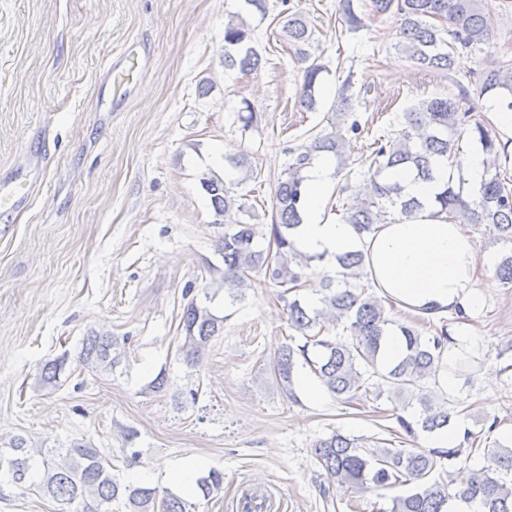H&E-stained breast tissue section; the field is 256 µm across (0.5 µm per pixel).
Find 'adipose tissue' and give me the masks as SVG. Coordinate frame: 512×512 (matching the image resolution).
<instances>
[{
    "label": "adipose tissue",
    "instance_id": "adipose-tissue-1",
    "mask_svg": "<svg viewBox=\"0 0 512 512\" xmlns=\"http://www.w3.org/2000/svg\"><path fill=\"white\" fill-rule=\"evenodd\" d=\"M332 168V157L321 156L307 171L306 204L295 231L302 250L330 258L361 251L376 288L410 312L441 317L458 308L468 314L480 309L475 244L461 225L436 214L433 206L436 193L448 179L447 164H438L431 181L406 169L396 170L394 180L423 208L415 217L395 218L365 237L358 236L351 225L331 221L324 214L332 191Z\"/></svg>",
    "mask_w": 512,
    "mask_h": 512
}]
</instances>
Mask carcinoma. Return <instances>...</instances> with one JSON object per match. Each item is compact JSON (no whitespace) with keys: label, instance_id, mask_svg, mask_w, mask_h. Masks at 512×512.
Returning <instances> with one entry per match:
<instances>
[{"label":"carcinoma","instance_id":"cac0c4a2","mask_svg":"<svg viewBox=\"0 0 512 512\" xmlns=\"http://www.w3.org/2000/svg\"><path fill=\"white\" fill-rule=\"evenodd\" d=\"M342 19L349 29L363 25L353 0H341ZM375 15H392L400 21L398 30L401 52L418 70L433 74L455 73L460 67V52L476 54L491 37L489 13L483 0H369ZM286 41L303 64L299 97L301 107L312 110L317 105L316 89L324 64L311 53L314 31L305 16L294 13L282 27ZM262 57L252 45V33L242 22L224 26V67L243 73L255 72ZM478 95H500V106L512 110V60L495 68L473 73ZM460 94L420 99L404 113L405 125L394 138L379 139L367 161L369 187L365 197L342 206V221L354 226L361 235L375 233L377 225L393 213L410 218L422 204L403 193L391 178L398 167H407L422 180L435 178L436 163L448 162L461 168L460 138L468 133L481 145L486 155V175L477 190L467 187L464 178L448 181L434 198L439 212L454 224H489L499 239L512 243V179L501 170V157L508 156V144L491 125L464 110ZM358 94L346 80L337 95L333 111H354ZM362 127L353 121L346 130L332 128L311 136L310 142L289 150L290 160L271 200L270 223L249 224L240 216L249 212L244 196L234 192L218 177H203L200 185L209 195L215 223L224 225L218 251L224 262V288L231 302L241 297L239 290L261 274L278 289V299L288 310L289 328L304 342L286 344L271 361L274 376L288 397L295 398L293 374L299 364L307 366L329 392L352 401L370 394L388 392L404 401L407 414L396 416L399 434L414 441L416 432L433 433L452 424L447 405L434 401L424 389L425 380L436 375L443 353L453 338L446 325L424 339L419 329L385 314L382 299L371 292L373 285L365 271L360 251L334 257L335 275L322 281L321 306L313 307L299 294L305 286L312 263L326 261L323 255H311L296 244L294 231L301 223L306 199L305 172L321 154L340 157L350 147L351 137H359ZM495 275L503 285L512 286V254L497 264ZM193 289L185 291L188 299L181 323L185 333L179 347L184 361L195 366L212 339L224 330V318L197 303ZM342 329L343 337L330 335V329ZM398 332L405 340V352L394 362L384 361L382 340ZM80 358L85 364L108 371L119 364L118 341L108 335L94 334L83 340ZM66 357L45 364L44 384L56 385ZM479 435L463 431L459 443L451 448H373L359 439L338 431L315 444L318 464L341 488L367 491L411 485L412 492L394 498L393 512H445L455 499L478 501L483 512H512V449L499 445L489 452V465L472 474L470 483L453 487V481L433 477L438 463L452 466L465 463L477 445ZM14 455L0 454V472L4 471L19 486L32 475L46 474L44 487L63 512H112V504L123 501L130 512H153L156 489L121 484L109 471L111 464L99 449L78 442L66 448H28L22 438L11 442ZM203 496L219 493L224 473L213 470L197 480Z\"/></svg>","mask_w":512,"mask_h":512}]
</instances>
